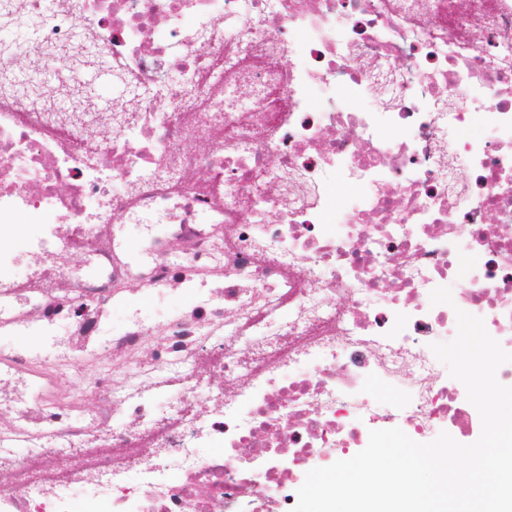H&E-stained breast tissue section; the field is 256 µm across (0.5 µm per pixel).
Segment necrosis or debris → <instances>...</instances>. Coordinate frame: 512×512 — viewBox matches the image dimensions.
<instances>
[{"label":"necrosis or debris","mask_w":512,"mask_h":512,"mask_svg":"<svg viewBox=\"0 0 512 512\" xmlns=\"http://www.w3.org/2000/svg\"><path fill=\"white\" fill-rule=\"evenodd\" d=\"M24 21L0 41V332L31 342L0 344V512H291L370 430L478 439L430 346L462 310L512 352V0H0ZM22 63L127 93L63 85V112ZM18 216L45 229L22 252ZM84 89L95 97L100 109L109 111L112 101L122 95V89L112 84V77L102 66L84 69L78 75Z\"/></svg>","instance_id":"necrosis-or-debris-1"}]
</instances>
